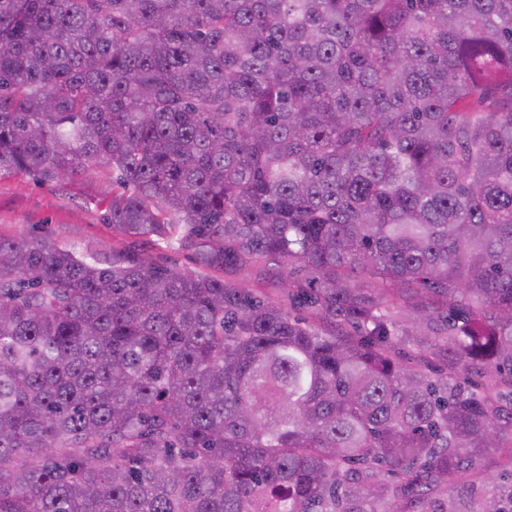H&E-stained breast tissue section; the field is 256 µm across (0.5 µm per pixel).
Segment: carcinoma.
I'll list each match as a JSON object with an SVG mask.
<instances>
[{"label":"carcinoma","mask_w":512,"mask_h":512,"mask_svg":"<svg viewBox=\"0 0 512 512\" xmlns=\"http://www.w3.org/2000/svg\"><path fill=\"white\" fill-rule=\"evenodd\" d=\"M97 165L203 271L0 237V512H512V0H0V172ZM224 277L237 283H243L256 291L265 292L270 297L286 303V297H284L281 287L284 280L281 270L267 273L259 272L256 269L253 272L227 269L224 272Z\"/></svg>","instance_id":"obj_1"}]
</instances>
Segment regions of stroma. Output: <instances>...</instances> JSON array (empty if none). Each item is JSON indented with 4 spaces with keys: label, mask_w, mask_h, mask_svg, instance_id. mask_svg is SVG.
<instances>
[{
    "label": "stroma",
    "mask_w": 512,
    "mask_h": 512,
    "mask_svg": "<svg viewBox=\"0 0 512 512\" xmlns=\"http://www.w3.org/2000/svg\"><path fill=\"white\" fill-rule=\"evenodd\" d=\"M111 169L94 166L69 181L46 182L17 174H0V236L38 238L46 236L61 246L99 260H108L113 250L142 251L171 267L198 268L193 250L149 237L116 239L104 215L112 199Z\"/></svg>",
    "instance_id": "obj_1"
}]
</instances>
